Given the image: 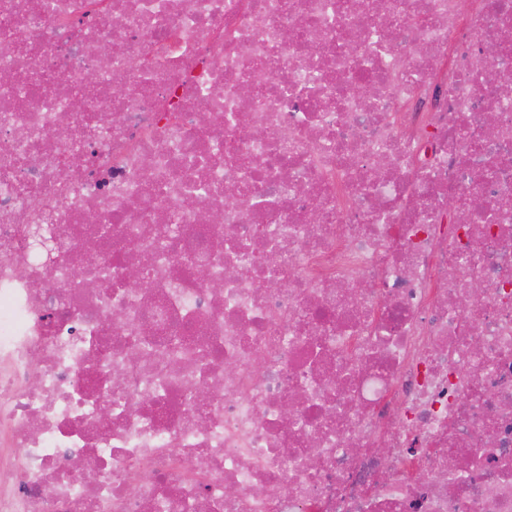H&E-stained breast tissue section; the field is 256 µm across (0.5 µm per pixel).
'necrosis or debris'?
Segmentation results:
<instances>
[{
  "label": "necrosis or debris",
  "mask_w": 512,
  "mask_h": 512,
  "mask_svg": "<svg viewBox=\"0 0 512 512\" xmlns=\"http://www.w3.org/2000/svg\"><path fill=\"white\" fill-rule=\"evenodd\" d=\"M0 512H512V0H0Z\"/></svg>",
  "instance_id": "necrosis-or-debris-1"
}]
</instances>
